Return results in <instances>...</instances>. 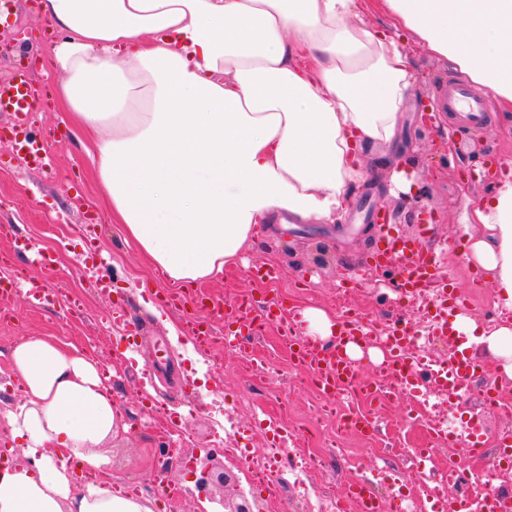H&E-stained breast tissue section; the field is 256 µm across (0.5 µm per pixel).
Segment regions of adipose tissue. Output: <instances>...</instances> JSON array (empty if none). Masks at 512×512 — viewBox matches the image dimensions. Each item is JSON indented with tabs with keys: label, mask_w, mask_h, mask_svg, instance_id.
Segmentation results:
<instances>
[{
	"label": "adipose tissue",
	"mask_w": 512,
	"mask_h": 512,
	"mask_svg": "<svg viewBox=\"0 0 512 512\" xmlns=\"http://www.w3.org/2000/svg\"><path fill=\"white\" fill-rule=\"evenodd\" d=\"M39 0L57 37V101L92 134L88 154L125 242L180 287L220 278L259 225L339 219L367 146H390L415 79L398 35L447 60L512 111V0ZM467 257L512 310V179L471 207ZM454 328L504 358L512 322ZM25 400L0 417L25 461L0 469V512H157L110 482L102 444L128 426L98 362L51 337L10 355Z\"/></svg>",
	"instance_id": "ef3b65f1"
}]
</instances>
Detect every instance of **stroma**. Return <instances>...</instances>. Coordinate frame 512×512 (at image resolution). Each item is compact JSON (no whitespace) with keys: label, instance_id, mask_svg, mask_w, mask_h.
Listing matches in <instances>:
<instances>
[{"label":"stroma","instance_id":"stroma-1","mask_svg":"<svg viewBox=\"0 0 512 512\" xmlns=\"http://www.w3.org/2000/svg\"><path fill=\"white\" fill-rule=\"evenodd\" d=\"M32 2L22 0L20 12L0 24V43L10 44L11 58L31 73L42 94V103L31 115V132L47 139L53 164L44 172L34 169L0 142V263L13 284L12 293L0 299V414L24 399L19 382L7 374L10 351L20 339L55 336L86 349L110 371L113 396L130 426L104 446L109 479L118 483L135 478L143 497L157 499L173 512H202L205 494L198 488V471L162 463V450L170 441L159 430L157 405L185 417L184 455L195 458L223 447L228 424L224 406L247 399L250 408L238 417L236 430L251 456L258 457L266 448L270 420H315L317 401L300 387L305 374L279 347L276 330H269L240 357L217 346L196 354L182 308L169 302L172 288L126 247L121 225L111 220L85 151L86 132L73 129L56 104L60 76L45 61L54 34ZM405 52L415 86L403 109L398 144L365 150L369 174L352 187L344 217L332 224L314 220L261 233L245 252L244 262L226 268L221 279L204 282V290L221 298L231 287L240 297L277 298L297 315L314 307L332 316L341 279L356 272L373 278L367 287L356 289L358 302L382 320L404 315L426 327L429 298L394 291V267L376 265L383 237L364 209L371 202L388 210L391 223L410 237L418 234L420 219H428V243L441 255L439 277L469 295L468 317L483 320L495 312V291L484 272L468 261L462 239L472 200L492 182L487 169H498L503 177L512 173V121L495 109L486 127L449 133L447 119L434 117L433 110L438 86L456 77V70L413 43H406ZM399 166L411 172L415 193H402L393 184L391 171ZM23 241L32 244L31 252L20 251ZM40 254L52 258V275H45L37 262ZM269 265L282 272L277 282L254 275L257 267ZM100 276L110 278L107 290L96 287ZM42 278L62 294L64 305L28 296V283ZM122 311L142 320L138 342L129 341L122 326L110 321V314ZM263 354L275 357L278 374L257 387L245 361ZM477 362L475 378L460 397L444 401L442 409L454 430L468 428L476 419L485 435L512 436V416L482 413L476 398L485 378L501 376L502 362L488 352ZM408 410L402 399L366 407V414L377 417L380 430L373 439L348 435L360 466L338 465L337 493L374 467L412 466L411 458L399 454V445L422 448L427 439L421 420L407 421Z\"/></svg>","mask_w":512,"mask_h":512}]
</instances>
